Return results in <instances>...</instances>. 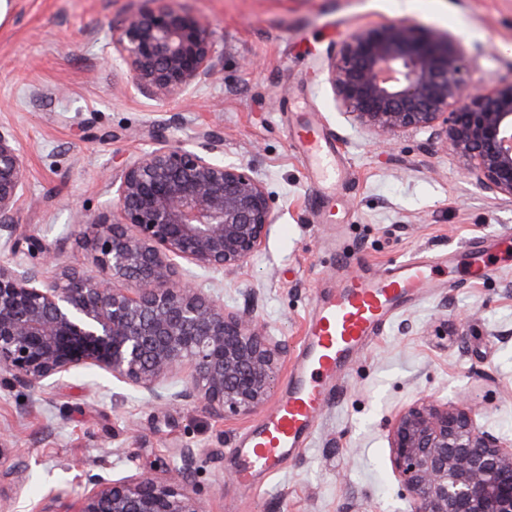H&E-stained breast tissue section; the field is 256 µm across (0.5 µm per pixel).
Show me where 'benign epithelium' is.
<instances>
[{
    "label": "benign epithelium",
    "mask_w": 512,
    "mask_h": 512,
    "mask_svg": "<svg viewBox=\"0 0 512 512\" xmlns=\"http://www.w3.org/2000/svg\"><path fill=\"white\" fill-rule=\"evenodd\" d=\"M112 60L146 96H183L224 69L216 34L187 9L130 14L112 31ZM327 81L338 108L383 142L428 131L493 198L512 201V82L462 94L459 40L406 20L355 29L331 52ZM152 127L146 147L121 164L115 196L80 234L85 267L56 271V253L29 239L24 265L14 238L25 171L12 134L0 129V366L27 387L95 367L156 404L192 399L210 415H248L265 405L287 345L253 309L188 286L180 262L233 272L261 251L270 196L251 165L224 160L222 138L174 141ZM179 378L183 389L171 382ZM393 472L407 512H512V440L482 427L472 408L420 399L389 431ZM196 462L119 479L93 475L64 512H202L186 488ZM23 464L0 467L20 492Z\"/></svg>",
    "instance_id": "7a95c632"
}]
</instances>
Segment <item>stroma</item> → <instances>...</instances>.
Segmentation results:
<instances>
[{
    "label": "stroma",
    "instance_id": "obj_1",
    "mask_svg": "<svg viewBox=\"0 0 512 512\" xmlns=\"http://www.w3.org/2000/svg\"><path fill=\"white\" fill-rule=\"evenodd\" d=\"M131 0H6L0 7V128L23 154L27 187L18 239L84 266L82 224L102 211L122 159L152 125L174 139L224 138V156L255 166L272 200L261 252L231 273L189 266L193 287L253 304L288 345L272 395L247 416L217 419L196 401L163 405L89 368L48 387H22L0 368V443L24 459L13 512L73 502L86 478L197 462L187 487L203 512H405L389 460L395 415L423 396L473 406L489 432L512 438V204L484 193L428 133L379 146L338 111L324 75L331 47L366 23L407 19L460 38L465 82L512 80V0H151L209 21L224 52L221 79L176 99L148 98L112 61L110 37ZM317 123L341 171L313 177L291 131ZM481 252H474L473 243ZM490 267L471 271L476 255ZM440 257L442 284L394 312L360 350L314 422L306 448L254 490L239 481L240 441L273 411L306 336L317 294L389 263Z\"/></svg>",
    "mask_w": 512,
    "mask_h": 512
}]
</instances>
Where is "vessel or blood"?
Wrapping results in <instances>:
<instances>
[{"label": "vessel or blood", "mask_w": 512, "mask_h": 512, "mask_svg": "<svg viewBox=\"0 0 512 512\" xmlns=\"http://www.w3.org/2000/svg\"><path fill=\"white\" fill-rule=\"evenodd\" d=\"M321 140L312 123L300 125L296 133L297 147L309 158L320 157ZM437 283L434 266L406 260L371 279H345L316 302L287 393L238 450L246 486L276 472L287 455L304 447L332 384L353 354L378 335L397 306Z\"/></svg>", "instance_id": "1"}]
</instances>
